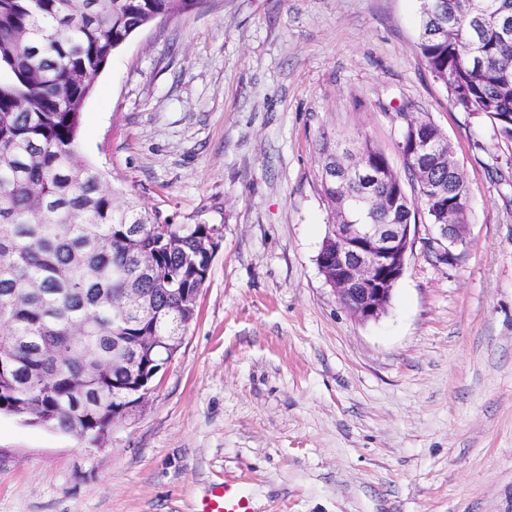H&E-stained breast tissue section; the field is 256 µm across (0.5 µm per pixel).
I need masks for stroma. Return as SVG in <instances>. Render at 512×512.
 <instances>
[{
  "label": "stroma",
  "mask_w": 512,
  "mask_h": 512,
  "mask_svg": "<svg viewBox=\"0 0 512 512\" xmlns=\"http://www.w3.org/2000/svg\"><path fill=\"white\" fill-rule=\"evenodd\" d=\"M419 0H204L115 51L77 140L107 186L222 240L147 403L104 444L0 413V512H512V142L417 47ZM451 142L465 243L420 220L388 310L319 271L322 141L396 172L408 120ZM199 512H254L241 484L224 481L215 487Z\"/></svg>",
  "instance_id": "1"
}]
</instances>
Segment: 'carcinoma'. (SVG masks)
Wrapping results in <instances>:
<instances>
[{
    "label": "carcinoma",
    "mask_w": 512,
    "mask_h": 512,
    "mask_svg": "<svg viewBox=\"0 0 512 512\" xmlns=\"http://www.w3.org/2000/svg\"><path fill=\"white\" fill-rule=\"evenodd\" d=\"M204 0H0V341L19 344L0 367V413L40 410L41 425L92 443L112 431V400L129 387L116 370L89 378L88 392L106 401L73 416L71 378L86 363L81 351L112 358V337L135 341L138 321L113 324L124 310V289L140 288L153 334L169 336L189 319L176 292H199L211 260L196 247L208 224H171L108 190L95 166L76 158L85 103L114 51L160 16L174 17ZM454 19L444 38L420 2L417 49L453 100L489 120L512 142V0H438ZM437 142L419 161L435 178H448L442 159L454 160L440 130L416 122L403 134ZM364 163L390 167L385 153L364 141ZM468 223L469 190L457 179L448 197L423 191L409 199L405 220L433 222L443 209ZM164 225L184 249L167 252L154 227ZM81 331L80 344L72 336Z\"/></svg>",
    "instance_id": "cac0c4a2"
}]
</instances>
